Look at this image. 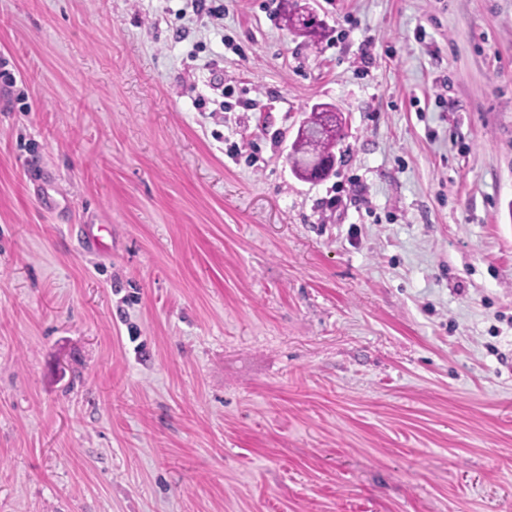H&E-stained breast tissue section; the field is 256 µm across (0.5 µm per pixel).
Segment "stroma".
<instances>
[{"mask_svg": "<svg viewBox=\"0 0 512 512\" xmlns=\"http://www.w3.org/2000/svg\"><path fill=\"white\" fill-rule=\"evenodd\" d=\"M220 2L0 0V512H512V0ZM284 3V9L288 17V22L294 28H297L302 34L307 37L311 42H317L320 39L317 36V31L322 27V21L309 11L307 14L298 13L297 9H292V4L288 3V0H282ZM324 112H333L328 106L320 104L312 109L310 116L303 122V125H316L324 119L336 120V137H328L319 140H310L302 137L298 132L291 144V152L287 160L293 174L304 181L316 179L309 176V160L313 155H332L336 144L342 136V124L337 114L325 116Z\"/></svg>", "mask_w": 512, "mask_h": 512, "instance_id": "obj_1", "label": "stroma"}]
</instances>
